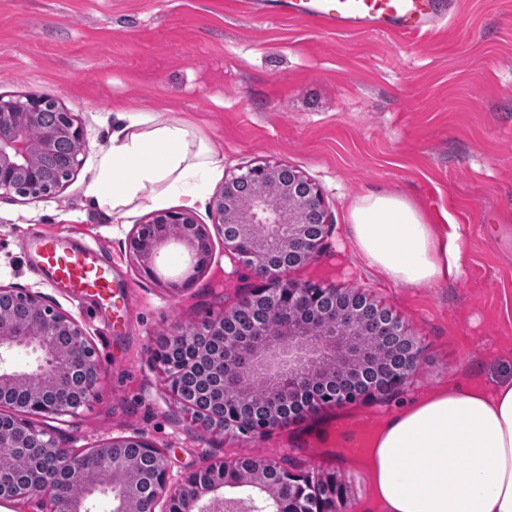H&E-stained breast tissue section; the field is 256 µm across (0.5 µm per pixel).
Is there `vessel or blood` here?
<instances>
[{
	"label": "vessel or blood",
	"instance_id": "b4317fda",
	"mask_svg": "<svg viewBox=\"0 0 512 512\" xmlns=\"http://www.w3.org/2000/svg\"><path fill=\"white\" fill-rule=\"evenodd\" d=\"M280 9L288 18L318 30L408 37L447 20L455 4L453 0H281ZM27 247L37 259V271L71 296L90 295L114 303L116 285L99 246H70L59 237L36 233Z\"/></svg>",
	"mask_w": 512,
	"mask_h": 512
}]
</instances>
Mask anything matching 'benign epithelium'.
Masks as SVG:
<instances>
[{"instance_id": "1", "label": "benign epithelium", "mask_w": 512, "mask_h": 512, "mask_svg": "<svg viewBox=\"0 0 512 512\" xmlns=\"http://www.w3.org/2000/svg\"><path fill=\"white\" fill-rule=\"evenodd\" d=\"M33 130L40 133L37 149L30 139ZM87 149L82 126L57 100L0 94V199L18 196L39 202L57 196L74 178L79 156ZM210 206V225L189 209L158 211L134 225L128 236L129 252L150 279L158 278L156 261L164 247L174 243L185 250L188 267L165 283L174 294L190 288L208 268L213 236H218L257 281L245 303L262 305L280 325L279 335L270 336L265 323H254L251 352L244 337L228 328L231 310L179 328L150 349L151 359L167 374L169 391L188 414L202 419V428L262 436L288 425L280 413L287 400L307 410L378 400L412 384L421 349L397 317L381 311L380 343L367 349L358 336L359 317L374 304L364 294L283 278L288 269L319 257L328 237L324 200L310 180L286 164L249 167L226 178ZM259 225L264 227L260 236L255 231ZM16 306L32 314L24 325L8 315ZM212 336L220 337L224 370L218 387L224 401L220 415L204 407L185 382L197 359L207 354L205 341ZM2 348L30 349L39 355V365L20 372L7 366L0 354V408L8 406V394H26L12 427L0 429V447L14 448L26 439L62 448L24 416L68 415L94 398L102 367L84 329L41 293L0 284ZM82 371L89 378L75 380ZM253 375L264 380V391L253 388ZM246 400L262 402L264 411L244 413L241 404ZM128 447L154 459L153 495L146 500L131 492L132 464L119 452ZM86 454L93 458L90 468L71 455L59 461V468L83 486L81 496L60 493L56 475L50 472L7 491L0 489V505L27 499L49 507V512H90L88 499L105 478L112 512H336L344 492L334 478L316 482L257 460L210 463L183 476L170 492L165 451L140 435L114 437Z\"/></svg>"}]
</instances>
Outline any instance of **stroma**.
Returning <instances> with one entry per match:
<instances>
[{
  "mask_svg": "<svg viewBox=\"0 0 512 512\" xmlns=\"http://www.w3.org/2000/svg\"><path fill=\"white\" fill-rule=\"evenodd\" d=\"M56 98L86 133L83 165L54 199L0 200V283L43 293L85 329L103 372L76 414L37 419L65 447L143 435L168 456L170 476L221 460L269 461L347 487L336 512H365L366 436L449 384L512 381V0H456L455 17L413 39L343 34L245 0H0V94ZM187 122L224 155V171L288 164L321 191L329 235L297 283L368 295L422 347L412 385L385 402L325 407L266 436L206 432L174 399L150 345L250 295L248 268L213 242L210 267L173 294L140 274L126 248L150 201L122 221L85 191L118 113ZM406 197L428 223L457 236L459 277L411 287L355 250L353 202ZM34 231L102 246L131 301L123 317L76 298L35 269Z\"/></svg>",
  "mask_w": 512,
  "mask_h": 512,
  "instance_id": "obj_1",
  "label": "stroma"
}]
</instances>
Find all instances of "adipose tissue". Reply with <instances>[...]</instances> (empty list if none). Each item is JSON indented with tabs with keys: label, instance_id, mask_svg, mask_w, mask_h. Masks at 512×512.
<instances>
[{
	"label": "adipose tissue",
	"instance_id": "1",
	"mask_svg": "<svg viewBox=\"0 0 512 512\" xmlns=\"http://www.w3.org/2000/svg\"><path fill=\"white\" fill-rule=\"evenodd\" d=\"M224 156L183 123L150 115L115 126L86 195L122 218L141 200L204 202ZM352 239L395 283L423 286L459 273V246L404 197L366 194L349 213ZM367 512H512V382L436 390L366 439Z\"/></svg>",
	"mask_w": 512,
	"mask_h": 512
}]
</instances>
